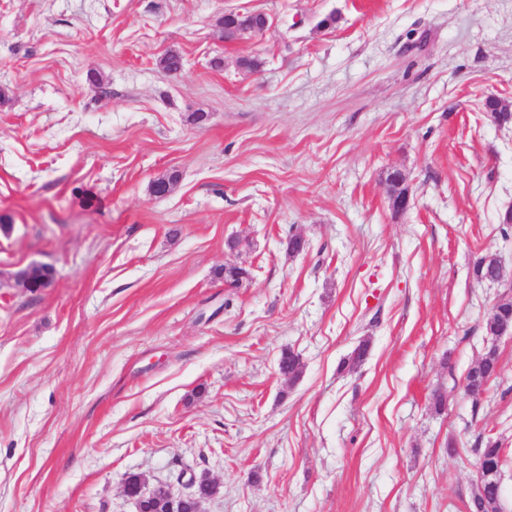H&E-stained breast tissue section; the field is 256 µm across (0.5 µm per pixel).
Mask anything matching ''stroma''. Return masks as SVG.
<instances>
[{"label":"stroma","mask_w":512,"mask_h":512,"mask_svg":"<svg viewBox=\"0 0 512 512\" xmlns=\"http://www.w3.org/2000/svg\"><path fill=\"white\" fill-rule=\"evenodd\" d=\"M245 10L268 26L225 42ZM490 96L512 106V0H0V512H136L133 474L208 475L202 512H469L488 440L512 512ZM32 263L49 287L14 285Z\"/></svg>","instance_id":"1"}]
</instances>
